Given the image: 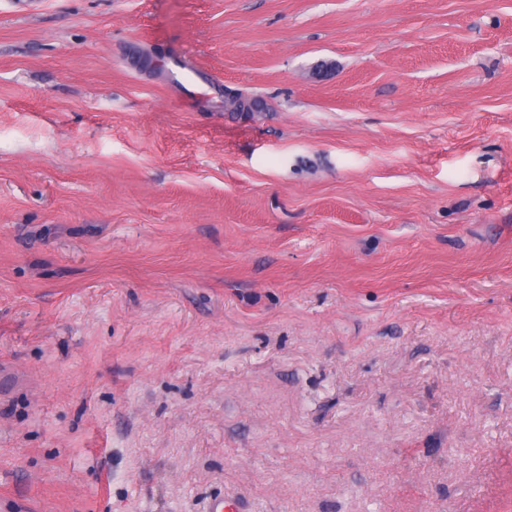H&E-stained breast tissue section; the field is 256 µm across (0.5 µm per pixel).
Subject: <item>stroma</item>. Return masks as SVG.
Segmentation results:
<instances>
[{"label": "stroma", "mask_w": 512, "mask_h": 512, "mask_svg": "<svg viewBox=\"0 0 512 512\" xmlns=\"http://www.w3.org/2000/svg\"><path fill=\"white\" fill-rule=\"evenodd\" d=\"M16 2L0 512H512V0ZM168 70L170 71V80L184 88L186 86L195 88L200 81H203V76L181 58L171 60L168 63Z\"/></svg>", "instance_id": "1"}]
</instances>
